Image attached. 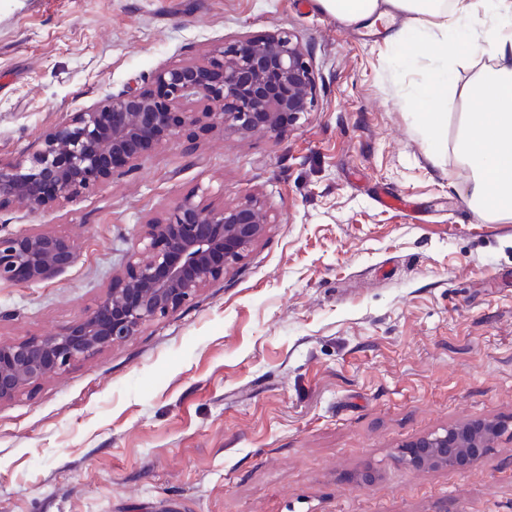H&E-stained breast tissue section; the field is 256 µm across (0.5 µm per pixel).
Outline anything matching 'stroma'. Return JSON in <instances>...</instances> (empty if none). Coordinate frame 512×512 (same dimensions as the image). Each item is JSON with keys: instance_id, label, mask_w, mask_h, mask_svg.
<instances>
[{"instance_id": "35a3bbf8", "label": "stroma", "mask_w": 512, "mask_h": 512, "mask_svg": "<svg viewBox=\"0 0 512 512\" xmlns=\"http://www.w3.org/2000/svg\"><path fill=\"white\" fill-rule=\"evenodd\" d=\"M277 30L315 68L301 125L190 128L75 201L0 208V233L79 248L53 279L0 285V343L93 311L184 196L257 197L271 219L192 302L0 402V512H512V222L466 223L453 142L428 153L430 60L316 0H0V161L161 66ZM483 418L509 431L465 472L396 460Z\"/></svg>"}]
</instances>
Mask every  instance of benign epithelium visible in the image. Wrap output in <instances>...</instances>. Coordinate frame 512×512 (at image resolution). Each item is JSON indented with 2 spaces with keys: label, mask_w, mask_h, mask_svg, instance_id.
Returning <instances> with one entry per match:
<instances>
[{
  "label": "benign epithelium",
  "mask_w": 512,
  "mask_h": 512,
  "mask_svg": "<svg viewBox=\"0 0 512 512\" xmlns=\"http://www.w3.org/2000/svg\"><path fill=\"white\" fill-rule=\"evenodd\" d=\"M312 62L299 38L242 35L215 46L205 65L172 64L151 84L107 94L55 124L39 145L0 162V209L27 203L51 209L109 182L115 169L207 121L241 137L276 135L299 124L315 103ZM270 224L257 198L214 208L182 198L164 218L145 224L140 247L112 278L104 300L62 332L0 345V402L73 362L122 344L233 273ZM76 242L29 230L0 235V282H40L72 267ZM507 425L462 422L398 447L412 471H464L495 447Z\"/></svg>",
  "instance_id": "7a95c632"
}]
</instances>
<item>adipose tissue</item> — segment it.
I'll list each match as a JSON object with an SVG mask.
<instances>
[{
  "instance_id": "1",
  "label": "adipose tissue",
  "mask_w": 512,
  "mask_h": 512,
  "mask_svg": "<svg viewBox=\"0 0 512 512\" xmlns=\"http://www.w3.org/2000/svg\"><path fill=\"white\" fill-rule=\"evenodd\" d=\"M321 9L349 24L382 23L397 48L420 44L423 51L441 45L446 64L439 76L425 82L420 96L430 102L425 115L427 148L447 137V64L473 52L490 62L468 83L476 112L464 113L455 137L460 163L470 172L469 207L479 222L512 221V0H317ZM408 15L410 25L395 17Z\"/></svg>"
}]
</instances>
